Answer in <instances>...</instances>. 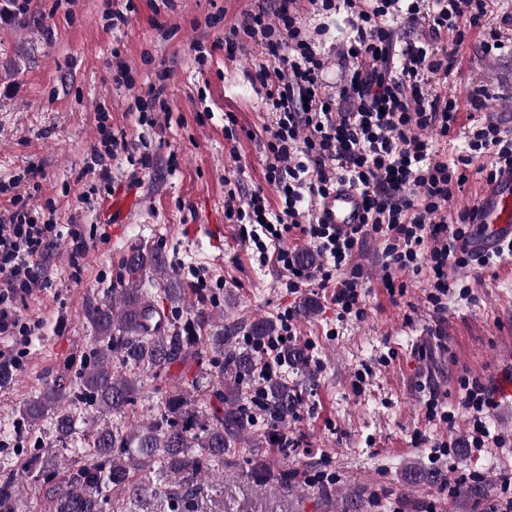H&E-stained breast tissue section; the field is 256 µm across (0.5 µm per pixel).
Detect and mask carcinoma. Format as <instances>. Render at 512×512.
I'll return each instance as SVG.
<instances>
[{"instance_id": "obj_1", "label": "carcinoma", "mask_w": 512, "mask_h": 512, "mask_svg": "<svg viewBox=\"0 0 512 512\" xmlns=\"http://www.w3.org/2000/svg\"><path fill=\"white\" fill-rule=\"evenodd\" d=\"M125 285L112 289L109 299L92 303L86 316L95 336L93 347L69 387H49L23 409V420H50L56 449L36 450L19 472L0 480V509L10 512V489L17 478L41 482L53 512H101L114 492L130 499L164 495L190 505L197 482L217 475L224 451L246 439L253 413L242 403L244 386L257 370L252 350L240 345L244 328L254 342L276 333V325L259 318L243 327L234 324L226 334L213 337L224 355L222 369L213 375L223 409L211 410L178 388L165 398L159 417L148 423L125 425L128 406L138 392V372H149L154 381L183 363L201 343L197 329L213 322L208 312L190 310L182 322H171L160 331L151 321L157 300L139 287L152 272L166 280L163 295L170 307L182 304L185 290L168 278L164 258L141 246L123 258ZM264 409L280 426L294 413L300 399L285 379L263 383ZM91 407L112 422L90 423L84 409ZM86 436L83 448L72 447L77 433ZM73 458L67 481L54 482L66 458Z\"/></svg>"}]
</instances>
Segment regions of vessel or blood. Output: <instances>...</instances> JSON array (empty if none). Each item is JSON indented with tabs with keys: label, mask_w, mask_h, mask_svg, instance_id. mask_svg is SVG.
Masks as SVG:
<instances>
[{
	"label": "vessel or blood",
	"mask_w": 512,
	"mask_h": 512,
	"mask_svg": "<svg viewBox=\"0 0 512 512\" xmlns=\"http://www.w3.org/2000/svg\"><path fill=\"white\" fill-rule=\"evenodd\" d=\"M321 212L337 231L351 232L361 222L363 199L347 185H340L321 205ZM475 230L467 243L470 251L489 253L512 241V167L501 168L487 184L476 204Z\"/></svg>",
	"instance_id": "vessel-or-blood-1"
}]
</instances>
